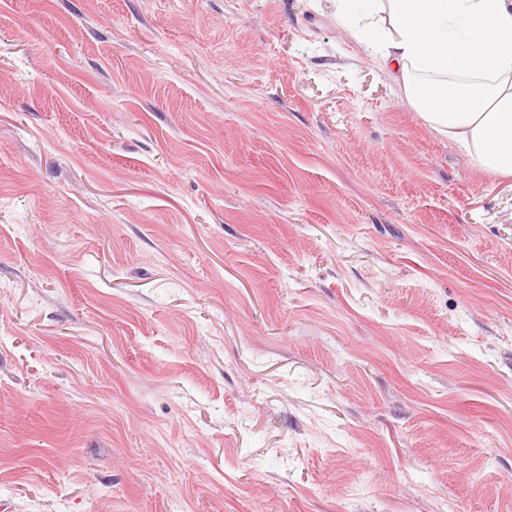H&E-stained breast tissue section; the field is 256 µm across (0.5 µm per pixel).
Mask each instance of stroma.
<instances>
[{
  "mask_svg": "<svg viewBox=\"0 0 512 512\" xmlns=\"http://www.w3.org/2000/svg\"><path fill=\"white\" fill-rule=\"evenodd\" d=\"M0 512H512V178L336 0H0Z\"/></svg>",
  "mask_w": 512,
  "mask_h": 512,
  "instance_id": "35a3bbf8",
  "label": "stroma"
}]
</instances>
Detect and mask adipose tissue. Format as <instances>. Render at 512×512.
Here are the masks:
<instances>
[{"label": "adipose tissue", "mask_w": 512, "mask_h": 512, "mask_svg": "<svg viewBox=\"0 0 512 512\" xmlns=\"http://www.w3.org/2000/svg\"><path fill=\"white\" fill-rule=\"evenodd\" d=\"M336 16L434 131L512 176V0H336Z\"/></svg>", "instance_id": "obj_1"}]
</instances>
